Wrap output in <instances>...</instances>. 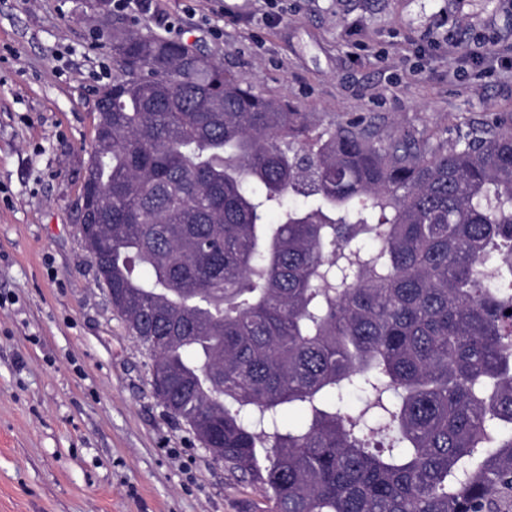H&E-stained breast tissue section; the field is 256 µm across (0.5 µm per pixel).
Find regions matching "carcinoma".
Returning a JSON list of instances; mask_svg holds the SVG:
<instances>
[{
    "instance_id": "carcinoma-1",
    "label": "carcinoma",
    "mask_w": 512,
    "mask_h": 512,
    "mask_svg": "<svg viewBox=\"0 0 512 512\" xmlns=\"http://www.w3.org/2000/svg\"><path fill=\"white\" fill-rule=\"evenodd\" d=\"M110 2L89 255L166 411L267 512L509 509L512 115L318 132Z\"/></svg>"
}]
</instances>
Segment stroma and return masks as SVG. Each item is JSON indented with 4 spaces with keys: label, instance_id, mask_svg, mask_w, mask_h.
Wrapping results in <instances>:
<instances>
[{
    "label": "stroma",
    "instance_id": "obj_1",
    "mask_svg": "<svg viewBox=\"0 0 512 512\" xmlns=\"http://www.w3.org/2000/svg\"><path fill=\"white\" fill-rule=\"evenodd\" d=\"M123 16L324 129L453 141L512 113V0H134ZM111 81L96 0H0V512H262L165 414L79 232Z\"/></svg>",
    "mask_w": 512,
    "mask_h": 512
}]
</instances>
